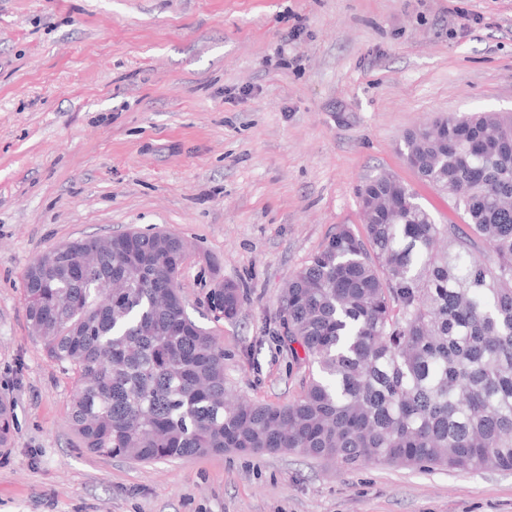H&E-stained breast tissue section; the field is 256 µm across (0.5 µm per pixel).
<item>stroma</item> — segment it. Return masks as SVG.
<instances>
[{"label": "stroma", "instance_id": "obj_1", "mask_svg": "<svg viewBox=\"0 0 512 512\" xmlns=\"http://www.w3.org/2000/svg\"><path fill=\"white\" fill-rule=\"evenodd\" d=\"M508 111L512 0H0V512H512V471L92 454L23 295L61 243L168 229L231 389L288 403L309 373L275 319L289 276L337 225L362 229L358 190L382 170L458 221L403 139L439 114ZM218 281L244 290L235 319L207 307Z\"/></svg>", "mask_w": 512, "mask_h": 512}]
</instances>
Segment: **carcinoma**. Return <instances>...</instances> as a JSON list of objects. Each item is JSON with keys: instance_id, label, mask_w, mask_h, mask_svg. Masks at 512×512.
<instances>
[{"instance_id": "carcinoma-1", "label": "carcinoma", "mask_w": 512, "mask_h": 512, "mask_svg": "<svg viewBox=\"0 0 512 512\" xmlns=\"http://www.w3.org/2000/svg\"><path fill=\"white\" fill-rule=\"evenodd\" d=\"M404 154L448 189L463 225L436 223L394 176L365 181V234L336 225L288 281L278 318L316 372L284 405L231 395L224 346L188 316L174 281L178 235L131 230L32 261L28 327L75 375L81 446L137 463L297 452L512 470V116H439L406 134ZM242 302L233 282L209 294L218 321ZM12 428L0 400V447Z\"/></svg>"}]
</instances>
